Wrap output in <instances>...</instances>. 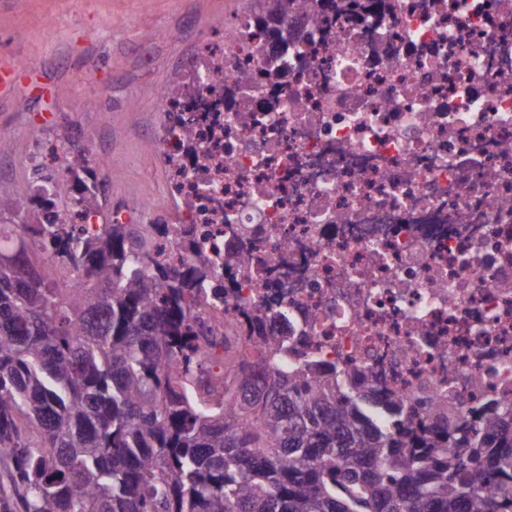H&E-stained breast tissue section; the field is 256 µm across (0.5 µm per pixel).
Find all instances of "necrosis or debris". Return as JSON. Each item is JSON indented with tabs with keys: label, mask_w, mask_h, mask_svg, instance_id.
<instances>
[{
	"label": "necrosis or debris",
	"mask_w": 512,
	"mask_h": 512,
	"mask_svg": "<svg viewBox=\"0 0 512 512\" xmlns=\"http://www.w3.org/2000/svg\"><path fill=\"white\" fill-rule=\"evenodd\" d=\"M305 22L277 47L236 15L155 90L171 223L246 259L199 380L228 323L284 312L377 397L512 401V0Z\"/></svg>",
	"instance_id": "4bbe7bcc"
}]
</instances>
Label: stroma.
Returning <instances> with one entry per match:
<instances>
[{"instance_id": "1", "label": "stroma", "mask_w": 512, "mask_h": 512, "mask_svg": "<svg viewBox=\"0 0 512 512\" xmlns=\"http://www.w3.org/2000/svg\"><path fill=\"white\" fill-rule=\"evenodd\" d=\"M252 0H0V69L35 65L44 92L0 95V195L50 177L47 151L103 153L108 209L161 203L165 168L144 135L161 116L151 89L192 59L201 39Z\"/></svg>"}]
</instances>
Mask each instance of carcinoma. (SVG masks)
I'll use <instances>...</instances> for the list:
<instances>
[{
  "mask_svg": "<svg viewBox=\"0 0 512 512\" xmlns=\"http://www.w3.org/2000/svg\"><path fill=\"white\" fill-rule=\"evenodd\" d=\"M64 161L70 184L0 196V257L36 269L0 266V457L20 512H512V405L496 398L478 430L439 403L376 400L358 370L288 360L291 337L260 317L224 338V392L196 394L194 310L224 299L213 259L145 264L157 234L193 250L178 224L34 223L73 186L96 198L84 151Z\"/></svg>",
  "mask_w": 512,
  "mask_h": 512,
  "instance_id": "obj_1",
  "label": "carcinoma"
}]
</instances>
